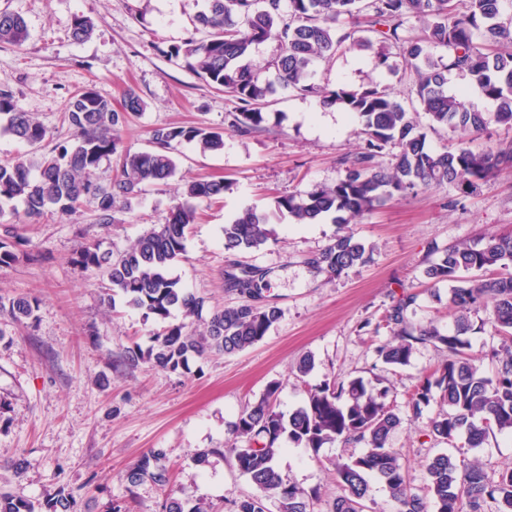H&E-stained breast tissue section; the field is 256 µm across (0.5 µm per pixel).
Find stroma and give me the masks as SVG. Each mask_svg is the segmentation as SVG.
Listing matches in <instances>:
<instances>
[{"instance_id": "stroma-1", "label": "stroma", "mask_w": 512, "mask_h": 512, "mask_svg": "<svg viewBox=\"0 0 512 512\" xmlns=\"http://www.w3.org/2000/svg\"><path fill=\"white\" fill-rule=\"evenodd\" d=\"M204 4L0 0V9L19 14L29 31L23 47L0 44V87L55 137H71L63 113L69 98L88 87L116 109L129 89L144 100L145 110L122 132L124 149H149L153 131L166 126L224 134V146L216 151L182 144L177 175L145 185L131 211L115 213L113 223H96L89 205L36 224L19 222L11 209L0 212V240L17 253L16 262L0 266V298L24 296L38 305L34 319L21 323L0 310V489L42 501L65 490L77 497L79 512L129 505L134 512H162L165 495L158 487L146 482L130 493L122 480L143 454L160 448L163 465L173 472V491H188L229 512L234 501L255 491L233 458L221 452L231 442L247 444L230 431L242 409L275 382L278 408L289 414L303 405L308 389L357 375L375 379L401 419L387 443L400 453L412 489H424V464L440 453L479 460L489 477H497L512 466V436L469 449L461 438L448 445L428 436L436 406L423 408L419 419L411 417L407 398L413 385L444 352L423 344L408 366L389 370L377 364L374 349L391 339L377 325L380 314L408 289L420 293L409 314L414 324L453 328L447 285H431L423 274L429 248L512 232V169L465 194L442 185L394 197L356 218L350 230L372 245L371 258L335 279L311 264L338 231L328 219L298 224L283 216L274 219V235L264 245L225 251L223 228L240 210L267 211L275 196L334 185L362 138L357 123L339 109L296 92L277 93L264 131L249 136L229 131L225 116L235 111L236 100L164 54L192 31ZM79 16L92 22L93 31L76 42L71 28ZM381 49L376 42L365 50H341L314 65L312 81L328 90L385 87L413 107L409 72L376 67ZM211 177L225 179L224 197L201 206L197 223L189 227L186 252L170 274L210 305L234 306L244 298L226 290V273L236 267L262 270L257 302L276 305L280 318L253 346L193 359L176 373L143 362L125 365V351L135 343L148 347L161 325L123 300L111 308L102 304L104 280L74 259L92 242L123 252L152 225L165 223L184 181ZM306 356L314 368L302 376L297 365ZM365 450L361 443L336 441L316 451L289 443L276 465L287 482L318 492L315 512H329L339 494L334 464ZM202 452L208 458L201 465L196 457ZM19 457L28 466L17 478L8 465Z\"/></svg>"}]
</instances>
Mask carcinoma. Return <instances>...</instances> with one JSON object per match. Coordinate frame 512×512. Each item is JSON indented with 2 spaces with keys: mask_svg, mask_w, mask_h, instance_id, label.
I'll use <instances>...</instances> for the list:
<instances>
[{
  "mask_svg": "<svg viewBox=\"0 0 512 512\" xmlns=\"http://www.w3.org/2000/svg\"><path fill=\"white\" fill-rule=\"evenodd\" d=\"M507 0H208L196 17L194 32L165 51L180 59L200 79L234 97L238 110L228 127L247 136L263 129V112L279 90L292 89L316 95L329 105L340 104L359 119L364 146L347 162L344 175L329 187L274 198V213L288 215L299 224L324 217L342 227L356 217L384 204L396 195L415 189L448 184L467 193L499 171L512 168V144L495 151H475L466 142L454 149L436 151L427 144L415 113L394 99L385 88L338 86L324 91L311 82V67L331 59L343 47L361 50L372 40L398 49L402 63L414 77L417 104L428 116L429 127L454 132H478L490 122L512 129V52L502 49L512 42V26L503 21ZM410 17L426 21L424 35H404ZM204 31L199 38L196 33ZM29 37L23 18L0 11V43L23 45ZM273 39L280 52L270 67V79L247 62L253 47ZM433 48H443L435 57ZM464 75L469 84L493 102L487 113L448 92V79ZM145 102L128 91L122 108L92 89L69 99L63 122L73 138L53 142L52 132L23 111L5 89H0V131L30 147L12 161L0 162V204L18 200L23 217L35 222L47 213L73 215L84 203L95 205L97 219L110 224L118 209L131 210L133 200L146 183H164L177 173L176 146L194 142L206 151L223 148L221 131L197 126L157 128L151 148L122 155L120 173L100 181L103 163L121 149V132L128 117L143 111ZM53 143L45 151L43 144ZM394 149L391 162L377 157L386 147ZM222 179H199L185 185L182 197L170 208L166 222L138 237L125 251L112 255L98 244L83 247L75 263L100 272L106 289L142 311L145 318L165 323L152 336L147 350L135 346L126 351V363L148 362L167 372L188 366L209 353L231 355L260 341L280 318L273 305L257 307L249 302L213 307L203 316L207 300L179 285L169 275L176 259L186 252L187 231L197 218L200 204L224 194ZM273 235L265 212L245 209L224 225V250L242 252L265 244ZM373 248L348 231L338 234L312 260L315 268L340 277L364 264ZM424 276L430 284L454 283L448 291V307L455 314V329L447 333L437 326L415 325L408 311L418 293L405 291L384 309L379 324L392 340L375 348L377 360L390 368L409 364L416 345L431 343L448 353V359L427 370L408 396L412 417L433 403L438 410L428 432L435 440L451 444L466 434L468 448H480L497 435H512V233L495 234L477 241L446 247L434 245ZM461 271H477L483 277L456 284ZM260 273L241 270L227 275V290L242 296L257 292ZM492 307L491 324L500 348L489 354L491 372H485L469 355L465 338L471 317ZM36 300L10 302L16 321L34 318ZM203 323L200 332L181 323H166L172 312ZM279 384L270 383L262 396L243 410L233 433L248 439L244 448L226 449L240 473L260 491L233 503L231 512H268L266 501L278 502L279 512H314L316 492L284 481L275 459L283 439L314 450L327 443H363L367 450L336 466L342 490L332 512H366L370 487L366 476L374 474L402 512H512V467L501 470L497 480L477 463L441 453L425 465V492L411 491L400 455L387 446V438L400 417L375 392L363 376L339 383L326 382L308 390L305 405L290 415L277 408ZM163 451L143 455L124 474L128 492L148 480L166 492L162 512H220L213 504L188 495L167 492L172 482L169 469L160 465ZM0 512H77L70 492L59 491L40 503L29 497L0 492Z\"/></svg>",
  "mask_w": 512,
  "mask_h": 512,
  "instance_id": "obj_1",
  "label": "carcinoma"
}]
</instances>
